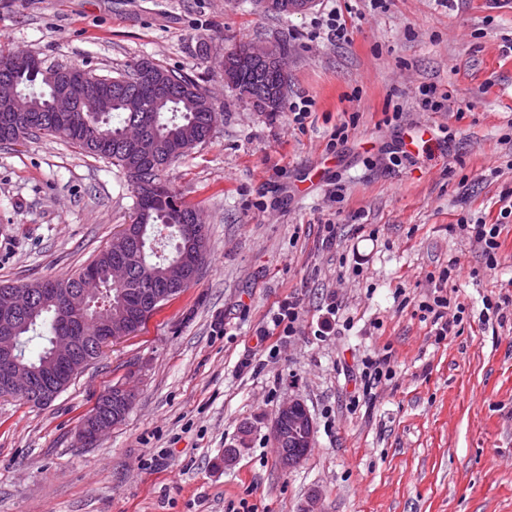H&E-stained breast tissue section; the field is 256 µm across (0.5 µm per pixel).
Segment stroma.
Wrapping results in <instances>:
<instances>
[{"label":"stroma","mask_w":512,"mask_h":512,"mask_svg":"<svg viewBox=\"0 0 512 512\" xmlns=\"http://www.w3.org/2000/svg\"><path fill=\"white\" fill-rule=\"evenodd\" d=\"M509 37L512 10L490 0H318L282 18L251 0H0V46L105 76L148 58L195 79L218 114L169 171L208 228L198 278L51 404L0 398V512H304L314 494L321 512H512V222L493 269L458 228L494 223L512 190ZM282 38L287 100L311 102L301 127L254 111L216 65L239 40ZM422 84L449 90V110L422 111ZM415 125L435 149L392 165ZM133 204L124 175L74 145L0 144V282L75 276ZM452 261L463 321L438 341L420 304ZM287 299L292 336L273 330ZM382 356L389 376L357 394L362 360ZM131 372L125 419L80 444L84 416ZM294 396L315 441L285 470L269 426Z\"/></svg>","instance_id":"stroma-1"}]
</instances>
